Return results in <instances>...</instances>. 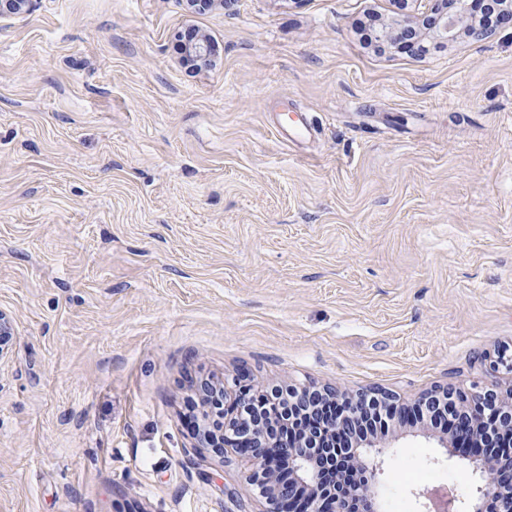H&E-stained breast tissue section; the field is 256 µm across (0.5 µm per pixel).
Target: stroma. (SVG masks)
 Here are the masks:
<instances>
[{
    "instance_id": "stroma-1",
    "label": "stroma",
    "mask_w": 512,
    "mask_h": 512,
    "mask_svg": "<svg viewBox=\"0 0 512 512\" xmlns=\"http://www.w3.org/2000/svg\"><path fill=\"white\" fill-rule=\"evenodd\" d=\"M396 0L0 16V512H265L200 382L412 405L512 374V27L369 47ZM212 37L190 70L181 41ZM310 129L290 138L289 124ZM381 512L478 479L389 429Z\"/></svg>"
}]
</instances>
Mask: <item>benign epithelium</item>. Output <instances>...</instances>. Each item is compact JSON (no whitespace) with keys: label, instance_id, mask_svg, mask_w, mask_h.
Returning a JSON list of instances; mask_svg holds the SVG:
<instances>
[{"label":"benign epithelium","instance_id":"7a95c632","mask_svg":"<svg viewBox=\"0 0 512 512\" xmlns=\"http://www.w3.org/2000/svg\"><path fill=\"white\" fill-rule=\"evenodd\" d=\"M423 6L417 15H405L381 26L376 39L381 43L413 47L423 36L443 42L455 40L464 32L473 41H481L490 32L468 22L466 0H414ZM186 56L203 60L209 53L207 39L188 35L183 47ZM15 331L11 318L0 311V357L14 343ZM238 394L231 395L225 384L204 382L198 388L199 397L207 410L203 411L204 424L199 430L198 441L203 448H212L220 456L232 451L247 460L252 469L249 481L269 504L268 512H347L334 486L325 482L320 470H339L344 463H354L364 471V485L356 491L362 498L358 512H378L374 489L382 474L380 455L382 448L366 444L367 451L350 449L353 456L336 458L327 448H315L301 439L287 447L275 446L251 415L246 402L247 389L241 381H234ZM287 391L288 406L297 407L312 418L320 415L315 393L319 392L336 401L340 411L327 420V427L350 436L357 430L365 414L374 411L384 417L402 415L400 406L386 392L366 391L347 394L334 388L318 390L310 386H275L273 391ZM438 404L446 406L443 426L454 441L455 452L470 461L479 474L473 502L463 512H489V498L484 496L486 487L493 485L501 493L497 512H512V478L505 479L500 472L490 469L486 457L489 449L479 442L477 433L486 431L500 437L496 452L512 455V387L504 390H481L459 394L452 389L431 391L406 408L410 416L423 408ZM377 451H371V448ZM288 463V475L280 471L281 462Z\"/></svg>","mask_w":512,"mask_h":512}]
</instances>
